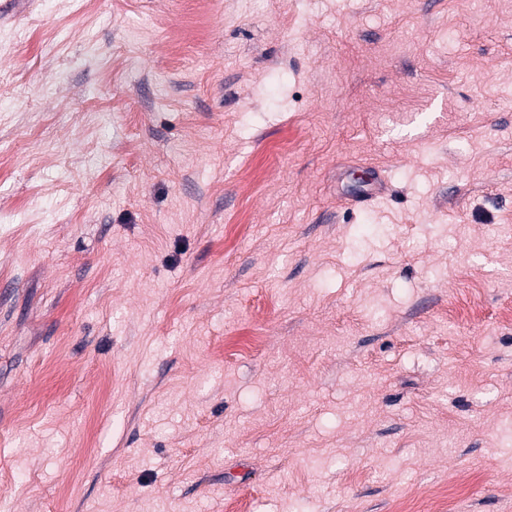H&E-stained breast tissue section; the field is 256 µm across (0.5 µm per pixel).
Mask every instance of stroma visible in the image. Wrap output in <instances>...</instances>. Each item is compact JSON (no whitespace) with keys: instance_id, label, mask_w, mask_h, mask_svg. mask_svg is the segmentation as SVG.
I'll use <instances>...</instances> for the list:
<instances>
[{"instance_id":"35a3bbf8","label":"stroma","mask_w":512,"mask_h":512,"mask_svg":"<svg viewBox=\"0 0 512 512\" xmlns=\"http://www.w3.org/2000/svg\"><path fill=\"white\" fill-rule=\"evenodd\" d=\"M12 4L6 512H512V0Z\"/></svg>"}]
</instances>
